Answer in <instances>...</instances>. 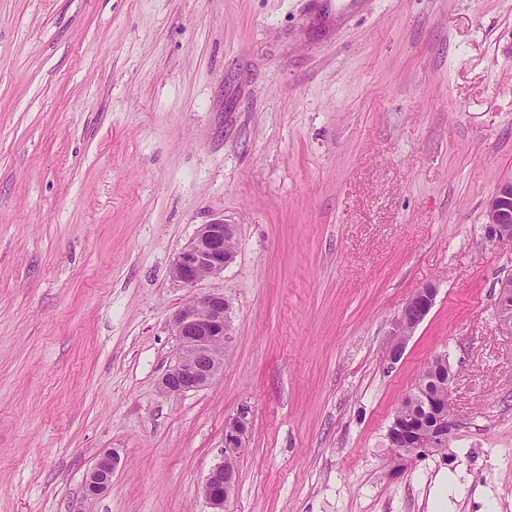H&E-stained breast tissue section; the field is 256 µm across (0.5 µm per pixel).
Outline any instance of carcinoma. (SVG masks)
I'll use <instances>...</instances> for the list:
<instances>
[{
	"label": "carcinoma",
	"mask_w": 512,
	"mask_h": 512,
	"mask_svg": "<svg viewBox=\"0 0 512 512\" xmlns=\"http://www.w3.org/2000/svg\"><path fill=\"white\" fill-rule=\"evenodd\" d=\"M417 381L421 390L413 397L404 396L395 417L417 421L422 437L428 439L436 423L434 415L430 413L429 404L440 399L443 407L451 408L448 397V357L436 356L419 374Z\"/></svg>",
	"instance_id": "1"
}]
</instances>
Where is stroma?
Listing matches in <instances>:
<instances>
[{"label": "stroma", "mask_w": 512, "mask_h": 512, "mask_svg": "<svg viewBox=\"0 0 512 512\" xmlns=\"http://www.w3.org/2000/svg\"><path fill=\"white\" fill-rule=\"evenodd\" d=\"M510 179L512 0H0V512H208L243 407L226 512H429L442 473L449 512H512V245L484 224ZM217 218L236 256L186 288L173 260ZM196 291L232 343L169 394ZM439 354L456 427L392 466ZM496 312L502 333L506 335H511L512 278L501 281L499 285ZM435 296L436 288L432 285L416 289L392 322L390 336L393 339L387 356L391 365L400 360L407 339L431 311ZM249 413V408L243 407L228 423L229 427L224 433L223 459L210 470L205 479L202 492L209 512H224V505L235 488L234 472L239 456H226L224 453L239 455L244 452V436L251 424ZM224 467L230 471H225ZM115 461L112 452L103 453L87 474V492L92 495L103 493L112 481Z\"/></svg>", "instance_id": "obj_1"}]
</instances>
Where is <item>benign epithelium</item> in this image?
Returning <instances> with one entry per match:
<instances>
[{"label": "benign epithelium", "mask_w": 512, "mask_h": 512, "mask_svg": "<svg viewBox=\"0 0 512 512\" xmlns=\"http://www.w3.org/2000/svg\"><path fill=\"white\" fill-rule=\"evenodd\" d=\"M485 224L490 238L502 244L512 242V180L499 184L485 208ZM237 227L215 219L199 226L195 236L178 252L173 266L175 281L194 288L203 279L224 272L234 259ZM436 288L426 285L413 292L392 322V343L387 359L397 363L409 336L431 311ZM496 312L502 333H512V278L501 281ZM171 329L179 340L175 364L161 379V388L170 394L198 391L211 386L224 369V350L232 341L231 305L222 293L194 295L174 312ZM250 410L241 408L224 433L225 454L244 452V436L251 424ZM455 425L454 414H436L435 433L428 440L402 438L397 427L388 428L390 444L400 447L401 455L434 452L443 447ZM115 461L112 453H103L87 474V492L103 493L112 481ZM236 484V475L216 464L208 473L203 496L210 512H224Z\"/></svg>", "instance_id": "benign-epithelium-1"}]
</instances>
